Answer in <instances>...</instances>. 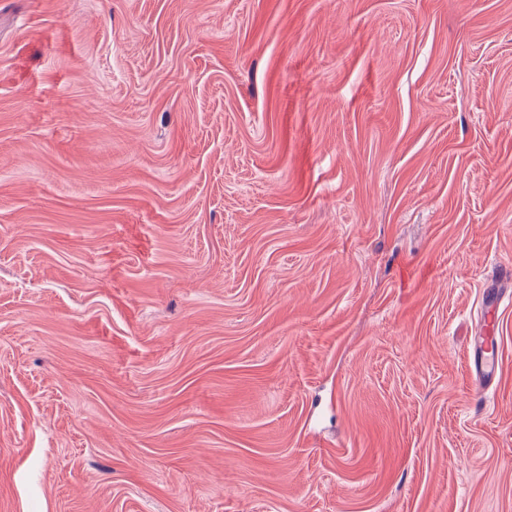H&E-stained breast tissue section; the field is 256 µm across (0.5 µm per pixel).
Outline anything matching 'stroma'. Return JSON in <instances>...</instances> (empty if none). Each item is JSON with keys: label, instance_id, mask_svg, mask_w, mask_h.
Returning a JSON list of instances; mask_svg holds the SVG:
<instances>
[{"label": "stroma", "instance_id": "stroma-1", "mask_svg": "<svg viewBox=\"0 0 512 512\" xmlns=\"http://www.w3.org/2000/svg\"><path fill=\"white\" fill-rule=\"evenodd\" d=\"M512 0H0V512H512ZM512 270L509 266H500L489 286L490 297L483 298V325L481 335L474 340V350L478 359L475 365L476 383L473 395L482 403L485 401L487 389L494 381L499 365V343L496 336L497 320L500 312L501 295L511 285Z\"/></svg>", "mask_w": 512, "mask_h": 512}]
</instances>
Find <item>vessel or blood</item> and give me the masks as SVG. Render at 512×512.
I'll use <instances>...</instances> for the list:
<instances>
[{
  "label": "vessel or blood",
  "mask_w": 512,
  "mask_h": 512,
  "mask_svg": "<svg viewBox=\"0 0 512 512\" xmlns=\"http://www.w3.org/2000/svg\"><path fill=\"white\" fill-rule=\"evenodd\" d=\"M512 286V268L499 267L491 283V295L483 300V325L480 336L474 340V350L478 359L475 367L476 383L474 396L485 398L488 388L494 381L499 365V343L496 336L497 320L500 312L501 295Z\"/></svg>",
  "instance_id": "1"
}]
</instances>
